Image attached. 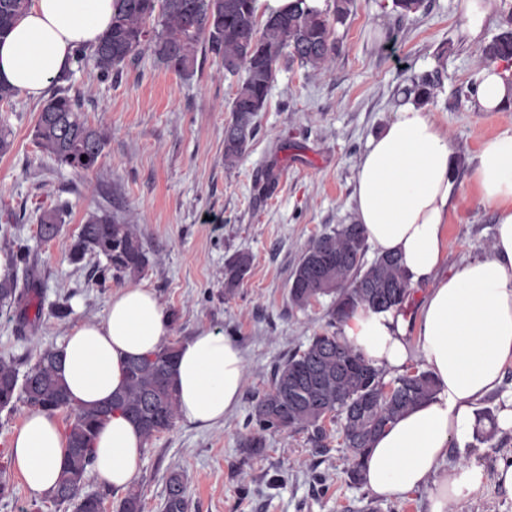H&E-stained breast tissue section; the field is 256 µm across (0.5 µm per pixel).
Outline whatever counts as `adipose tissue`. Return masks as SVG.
I'll list each match as a JSON object with an SVG mask.
<instances>
[{
	"instance_id": "adipose-tissue-1",
	"label": "adipose tissue",
	"mask_w": 512,
	"mask_h": 512,
	"mask_svg": "<svg viewBox=\"0 0 512 512\" xmlns=\"http://www.w3.org/2000/svg\"><path fill=\"white\" fill-rule=\"evenodd\" d=\"M112 22V0H30L12 32L0 40V82L31 99L71 68L74 51L95 45ZM512 104V70L492 63L479 75L475 106L498 112ZM453 150L431 111L406 103L367 146L356 175L355 221L382 254L399 256L412 285H425L413 306L375 311L357 306L341 340L387 377L418 360L435 380L434 394L374 441L364 458L365 485L394 499L424 488L427 512H448L485 482L473 462L449 464L448 450L467 451L478 426L477 403L499 393L496 424L512 430V392L502 374L512 363V129L486 139L470 180L499 216L490 254L444 270L448 209L463 189L452 176ZM170 332L154 292L142 285L115 291L103 320L74 325L60 345L58 374L75 404L110 402L125 383L129 358L152 352ZM240 348L202 330L179 348L176 379L181 415L208 427L222 423L239 401ZM90 476L116 488L137 477L145 444L121 412L99 427ZM14 465L33 495L55 486L68 448L58 419L34 410L9 438Z\"/></svg>"
}]
</instances>
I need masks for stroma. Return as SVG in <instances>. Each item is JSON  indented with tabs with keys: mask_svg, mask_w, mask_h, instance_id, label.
<instances>
[{
	"mask_svg": "<svg viewBox=\"0 0 512 512\" xmlns=\"http://www.w3.org/2000/svg\"><path fill=\"white\" fill-rule=\"evenodd\" d=\"M512 26V0H498L482 41L462 30L457 0H423L402 17L392 0H354L336 27V55L314 71L281 63L244 159L224 165V128L238 79L213 56H199L190 76H180L142 52L108 80H99L92 57L54 79L94 126L107 128L108 143L95 168L78 173L50 158L33 129L40 104L25 96L0 103V128L11 147L0 154V273L8 240L29 248V275L43 312L38 329L19 310L0 309V358L16 361L19 373L34 363L36 347L59 346L70 329L99 320L119 282L99 285L94 277L104 257H69L89 212L117 213L136 225L149 263L138 284L152 288L166 311L176 314L171 340H190L209 329L235 342L244 356L241 396L223 424L201 427L179 419L173 429L146 444L133 486L144 512H160L173 467L185 474L188 512H365L374 500L365 487L349 484V455L338 425H330L326 447H312L306 434L270 432L263 455L246 457L240 442L249 416L271 385V369L288 353L305 348L327 328L330 298L307 310L288 303V279L307 245L322 232L355 219L354 188L371 136L408 100L412 80L428 78L435 96L427 107L448 130L460 162L454 177L464 194L450 208L447 260L450 268L490 254L495 207L470 187L471 161L484 139L512 128V109L479 112L472 86L486 60L483 42ZM274 173L275 184L259 197L256 183ZM68 203L56 239L40 240L44 209ZM253 257L234 294L224 292V264L236 252ZM68 301L71 313L51 314ZM29 408L0 411V464L10 494L0 512H75L30 494L13 465L9 438ZM488 437L469 455L448 451L449 464L474 458L487 474L484 486L448 512H512V493L495 475L512 459V430L484 424Z\"/></svg>",
	"mask_w": 512,
	"mask_h": 512,
	"instance_id": "stroma-1",
	"label": "stroma"
}]
</instances>
